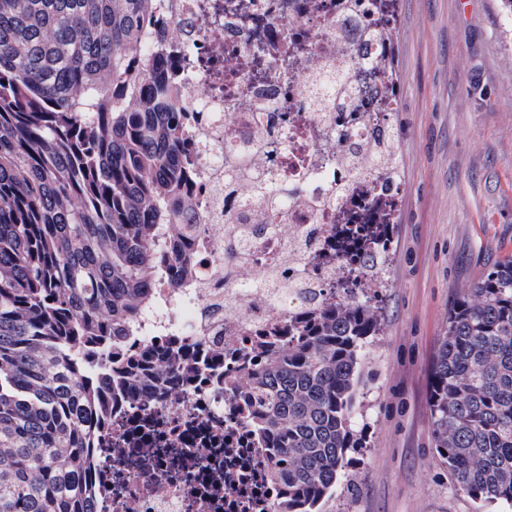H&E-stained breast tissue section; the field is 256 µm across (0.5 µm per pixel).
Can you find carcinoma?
Wrapping results in <instances>:
<instances>
[{"instance_id":"carcinoma-1","label":"carcinoma","mask_w":512,"mask_h":512,"mask_svg":"<svg viewBox=\"0 0 512 512\" xmlns=\"http://www.w3.org/2000/svg\"><path fill=\"white\" fill-rule=\"evenodd\" d=\"M162 0H0V512H93L91 476L113 415L211 377L240 408L274 497L260 512H318L361 445L359 371L375 295L353 290L288 320V335L199 357L198 340L138 338L152 285L174 282L197 225L185 97L172 44L145 43ZM351 74L312 82L315 110ZM258 129L230 149L224 187L256 205L231 231L286 216L295 193L262 174ZM351 178L399 170V137L336 145ZM240 261L242 288L262 287ZM433 438L460 490L512 505V258L463 291L432 375Z\"/></svg>"}]
</instances>
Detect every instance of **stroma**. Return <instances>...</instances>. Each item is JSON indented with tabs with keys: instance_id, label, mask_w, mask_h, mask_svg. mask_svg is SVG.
<instances>
[{
	"instance_id": "1",
	"label": "stroma",
	"mask_w": 512,
	"mask_h": 512,
	"mask_svg": "<svg viewBox=\"0 0 512 512\" xmlns=\"http://www.w3.org/2000/svg\"><path fill=\"white\" fill-rule=\"evenodd\" d=\"M501 0H400L402 200L380 330L365 352L364 447L321 512H512L460 491L434 447L432 368L461 291L512 255V28Z\"/></svg>"
}]
</instances>
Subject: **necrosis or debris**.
Returning <instances> with one entry per match:
<instances>
[{
    "label": "necrosis or debris",
    "instance_id": "obj_1",
    "mask_svg": "<svg viewBox=\"0 0 512 512\" xmlns=\"http://www.w3.org/2000/svg\"><path fill=\"white\" fill-rule=\"evenodd\" d=\"M369 2L362 9L355 0H173L172 21L188 29L178 49L184 90L202 89L211 119L203 121L197 107L189 106V131L202 144L193 175L197 206L185 216L198 227L189 242L192 273L175 287L158 284L154 304L139 318L142 339H202L229 351L287 322L288 312L273 301L236 312L234 280L224 273L233 254L213 231L219 213L237 219L246 212L239 192L221 202L213 189L225 147L247 145L259 117L272 127L264 173L328 206L319 213L289 214V223L307 235L300 266H280L288 240L273 224L255 226L249 251L261 266L305 280L324 298L333 296L340 281L355 288L378 286L379 277L368 268L352 277L339 268L337 256L358 247L342 228L380 225L375 255L387 260L401 184L379 172L356 182L343 197L333 196L342 178L337 141L389 135L397 108L395 93L377 68L384 44L368 37L374 19H383L385 30L395 27L396 0ZM228 56L238 62L232 74L224 70ZM311 60L326 67L355 63L352 104L325 116L315 111L306 91ZM150 418L155 429L150 436L139 423L124 425L126 438L111 459L118 477H99L94 512H255L267 494L259 456L241 444L221 396L206 388L187 392L155 403Z\"/></svg>",
    "mask_w": 512,
    "mask_h": 512
}]
</instances>
